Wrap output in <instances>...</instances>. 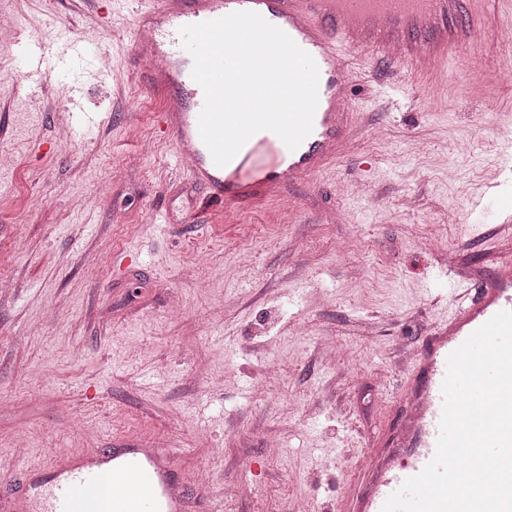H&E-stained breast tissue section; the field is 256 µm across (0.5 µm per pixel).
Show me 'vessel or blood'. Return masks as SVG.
I'll return each mask as SVG.
<instances>
[{"mask_svg":"<svg viewBox=\"0 0 512 512\" xmlns=\"http://www.w3.org/2000/svg\"><path fill=\"white\" fill-rule=\"evenodd\" d=\"M253 11L280 28L312 56L319 71L318 105L311 134L289 149L274 132L255 133L225 166H218L199 134L205 104L193 79L194 59L184 48L182 27ZM139 57L147 61L151 86L163 97L164 131L193 182L207 189L225 215L243 203L278 196L282 187L306 183L352 142L355 106L349 54L365 49L405 76L451 53L480 47L488 27L487 0H153L137 21ZM33 90L46 87L61 58L43 41L23 48ZM504 244L495 252L492 276L469 300L459 302L415 355L400 395L402 413L386 453L365 454L358 465L365 484L338 512H382L387 498L433 459L443 410L447 359L473 332L500 312L512 311V224H500ZM172 448H89L68 456L64 468L27 467L23 488L0 495V512H74L77 489L95 486L104 471L112 490L94 512H206V485L187 489Z\"/></svg>","mask_w":512,"mask_h":512,"instance_id":"1","label":"vessel or blood"}]
</instances>
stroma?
<instances>
[{
  "instance_id": "obj_1",
  "label": "stroma",
  "mask_w": 512,
  "mask_h": 512,
  "mask_svg": "<svg viewBox=\"0 0 512 512\" xmlns=\"http://www.w3.org/2000/svg\"><path fill=\"white\" fill-rule=\"evenodd\" d=\"M149 2L0 0V153L18 160L0 165V458L163 436L215 512H335L389 441L442 287L492 274L501 214L479 197L496 182L512 202V0H491L479 51L433 69L435 101L352 57L349 152L230 223L137 64ZM61 29L87 53L32 92L13 50ZM72 92L101 125L58 146Z\"/></svg>"
}]
</instances>
